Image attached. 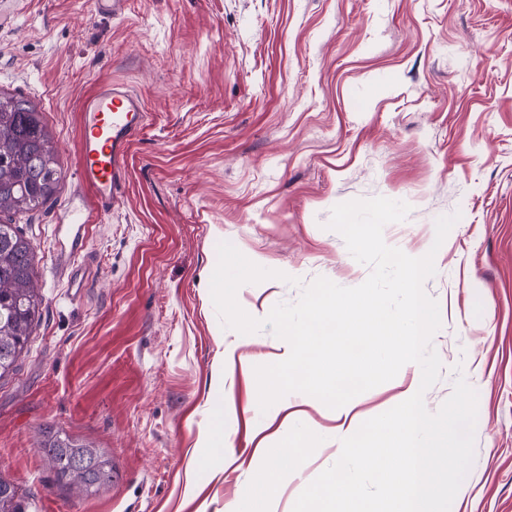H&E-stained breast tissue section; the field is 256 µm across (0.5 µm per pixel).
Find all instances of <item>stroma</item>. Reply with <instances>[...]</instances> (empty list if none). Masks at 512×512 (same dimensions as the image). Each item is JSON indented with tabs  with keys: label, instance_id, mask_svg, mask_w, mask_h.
I'll return each instance as SVG.
<instances>
[{
	"label": "stroma",
	"instance_id": "stroma-1",
	"mask_svg": "<svg viewBox=\"0 0 512 512\" xmlns=\"http://www.w3.org/2000/svg\"><path fill=\"white\" fill-rule=\"evenodd\" d=\"M113 81L147 122L120 206L91 218L77 293L54 267L55 222L78 188L81 103ZM0 93L38 106L62 171L46 205L14 218L43 297L0 381V478L24 512H224L287 424L317 439L301 476L283 472L272 512H292L335 462L344 423L401 403L414 372L353 398L344 418L307 402L263 416L254 368L282 341L223 328L202 273L228 241L298 278L242 285L257 319L321 276L358 286L370 268L327 224L335 205L378 196L410 207L385 226L388 245L437 250L424 290L442 370L426 408L459 376L478 395L475 458L450 512H512V0H123L116 18L91 0H22L0 26ZM455 212L435 245L436 219ZM219 409L227 456L201 435ZM45 424L108 449L112 488L54 486L36 445Z\"/></svg>",
	"mask_w": 512,
	"mask_h": 512
}]
</instances>
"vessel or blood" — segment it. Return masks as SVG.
I'll return each mask as SVG.
<instances>
[{
    "label": "vessel or blood",
    "instance_id": "1",
    "mask_svg": "<svg viewBox=\"0 0 512 512\" xmlns=\"http://www.w3.org/2000/svg\"><path fill=\"white\" fill-rule=\"evenodd\" d=\"M81 151L76 180L90 189L99 212L108 214L121 200L125 158L131 139L141 129L146 112L141 99L123 84L110 82L98 87L81 105ZM69 240L55 258L58 269L67 272L70 287L82 286L76 263L84 255L87 224L81 194H72L58 217Z\"/></svg>",
    "mask_w": 512,
    "mask_h": 512
}]
</instances>
